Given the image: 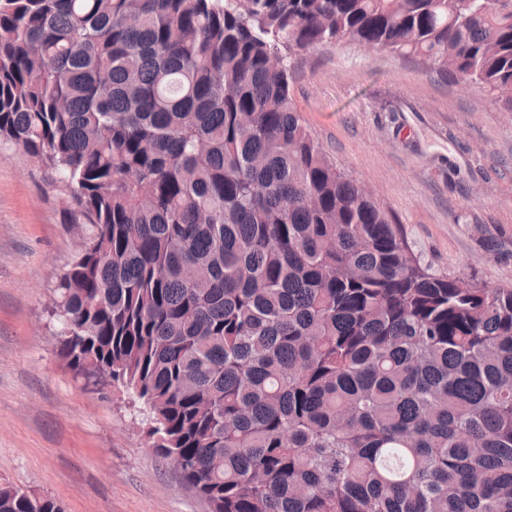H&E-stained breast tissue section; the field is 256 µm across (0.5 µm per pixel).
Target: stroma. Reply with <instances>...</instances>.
Here are the masks:
<instances>
[{"instance_id":"stroma-1","label":"stroma","mask_w":512,"mask_h":512,"mask_svg":"<svg viewBox=\"0 0 512 512\" xmlns=\"http://www.w3.org/2000/svg\"><path fill=\"white\" fill-rule=\"evenodd\" d=\"M328 157L368 185L434 270L512 287V112L416 57L341 42L290 55ZM49 172L0 142V482L64 512H210L152 448L139 404L60 354L56 284L80 246Z\"/></svg>"}]
</instances>
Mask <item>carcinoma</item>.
Returning <instances> with one entry per match:
<instances>
[{
  "label": "carcinoma",
  "mask_w": 512,
  "mask_h": 512,
  "mask_svg": "<svg viewBox=\"0 0 512 512\" xmlns=\"http://www.w3.org/2000/svg\"><path fill=\"white\" fill-rule=\"evenodd\" d=\"M342 41L512 112V0H0V141L83 229L61 355L211 512H512V288L422 263L311 137L288 58Z\"/></svg>",
  "instance_id": "obj_1"
}]
</instances>
